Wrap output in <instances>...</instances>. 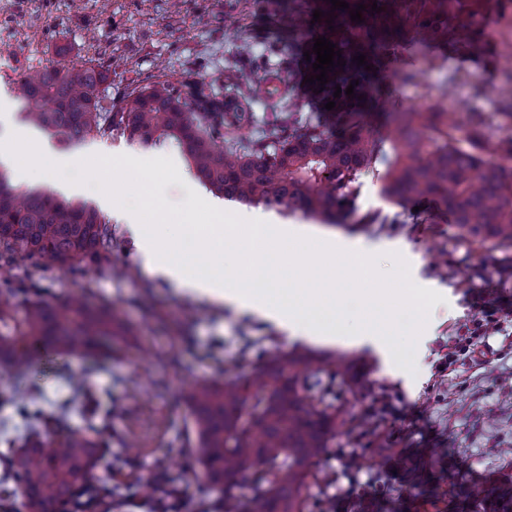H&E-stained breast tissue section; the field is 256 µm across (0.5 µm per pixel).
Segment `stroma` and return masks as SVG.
Listing matches in <instances>:
<instances>
[{"label": "stroma", "mask_w": 512, "mask_h": 512, "mask_svg": "<svg viewBox=\"0 0 512 512\" xmlns=\"http://www.w3.org/2000/svg\"><path fill=\"white\" fill-rule=\"evenodd\" d=\"M327 0H0V91L12 93L19 75L32 67L80 64L95 58L108 73L113 102L133 88L159 80L173 84L201 81L219 96L239 94L254 115L235 143L245 148L269 128L273 113L295 108L304 116L335 124L325 98L314 97L304 80L302 59L317 27L314 11ZM461 19L476 18L478 30L466 43H435L406 57L408 80L387 72L386 112L368 121L386 132L387 112L435 107L453 111L458 122L479 123L493 142L507 134L501 89L512 82V0H466ZM57 150L79 152L82 167L53 177L39 173L12 179L22 190L50 192L67 200L99 206L103 164L118 163L114 179L126 196L141 199L162 191V210L145 209L144 221L178 233L169 210L183 209L180 181L189 167L172 146L144 151L119 136L95 137L79 145L56 142ZM79 180L90 190L73 193L64 183ZM309 232L371 243H401L415 267L420 287L441 294L425 300L420 318L405 302L395 307L398 341L416 371L410 380L391 375L384 359L368 348L295 341L272 321L238 314L225 305L178 291L143 264L123 223L113 222L117 239L106 271H48L40 279L48 299L81 295L114 303L133 333L112 340L105 360L75 359L40 351L32 375L46 405L74 392L93 395L112 411L114 440L108 459H125L139 475H150L165 459L171 478L185 470L186 396L197 382L220 378L236 362L242 338L258 352L298 351L352 358L364 391L343 393L344 416L362 417L374 399L388 398L400 411L404 435L396 442L409 467L391 474L392 454L376 447H354L361 469L380 476L390 492L371 512H483V495L512 496L502 483L512 472V348L493 336L483 362L460 364L447 374L437 365L448 342L476 318L483 295L512 303V249L480 250L447 224H320ZM349 426L337 428L319 461L323 480L311 490L310 512H326L325 493L335 487L340 454L349 447ZM469 489L457 491L454 475Z\"/></svg>", "instance_id": "1"}]
</instances>
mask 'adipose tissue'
<instances>
[{"mask_svg":"<svg viewBox=\"0 0 512 512\" xmlns=\"http://www.w3.org/2000/svg\"><path fill=\"white\" fill-rule=\"evenodd\" d=\"M22 140L27 145L23 151L11 140L0 142V160L20 174L33 168L48 172L70 162L69 157L52 148L46 135L31 130ZM188 198L225 221L220 229L194 232L189 253L179 240L161 236L157 225L131 223V215L119 198L109 195L103 203L117 219L128 221L144 265L176 287L284 325L295 340L345 336L355 347H368L398 359L400 350L389 326L394 289L371 292L358 286L361 276L370 269L366 260L369 244L340 245L334 238L310 234L260 213L238 210L229 220L225 217L226 206L202 201L196 189H189ZM313 251L319 254L316 266H300L299 257ZM222 252L246 257L248 271L214 275L209 269L210 259ZM351 284L356 287L359 317L350 327L344 302Z\"/></svg>","mask_w":512,"mask_h":512,"instance_id":"ef3b65f1","label":"adipose tissue"}]
</instances>
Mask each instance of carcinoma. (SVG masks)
I'll return each mask as SVG.
<instances>
[{
	"label": "carcinoma",
	"instance_id": "1",
	"mask_svg": "<svg viewBox=\"0 0 512 512\" xmlns=\"http://www.w3.org/2000/svg\"><path fill=\"white\" fill-rule=\"evenodd\" d=\"M332 26L320 35L336 44L342 67L328 69L330 91L341 87L331 128L288 111L275 115L268 137L241 150L237 130L253 119L247 107L225 111L224 99L200 83L178 90L166 81L135 88L112 109L103 85L106 71L87 65L31 68L15 81L23 120L52 131L71 144L89 137L123 136L150 149L172 145L195 179L214 196L261 206L283 216L299 215L336 224L358 213L365 175L382 181L383 194L403 208L433 200L450 212L465 237L479 246L512 248V137L488 141L476 128L461 127L450 112L432 107L390 113L378 134L364 121L381 93L374 84L400 44L470 37L474 24L448 25L456 0H345ZM365 5L362 22L349 11ZM381 11L371 10V5ZM363 54L373 70L357 65ZM354 85V97L346 88ZM363 99H358V96ZM488 155H498L491 162ZM116 245L112 225L85 203L51 193H21L0 174V368L20 379L35 357L34 345L90 357L124 330L109 304L92 306L81 297L52 302L37 296L35 275L43 270L77 273L87 264L104 267ZM30 268L28 280L10 275L15 265ZM249 376L195 384L188 397L194 439L188 440L196 475L224 486V512H305L302 490L316 478L337 424L345 423L336 396L361 388L354 363L288 352L260 357ZM27 425L22 448L0 455V494L21 491L26 506L49 512H94L129 483L130 472L106 460L112 443V413H89L83 432L71 429L67 409L45 408L34 396L11 400ZM110 473L97 475L99 468ZM251 482L242 500L235 490ZM148 495L168 501L177 493L167 471L156 468L139 479Z\"/></svg>",
	"mask_w": 512,
	"mask_h": 512
}]
</instances>
